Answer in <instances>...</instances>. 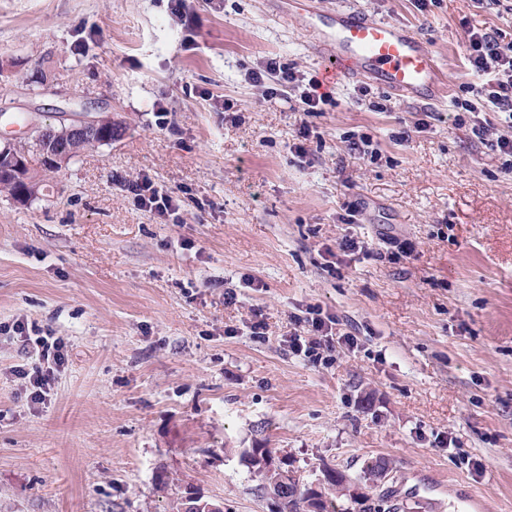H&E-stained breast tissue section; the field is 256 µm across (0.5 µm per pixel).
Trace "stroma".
<instances>
[{
    "label": "stroma",
    "mask_w": 512,
    "mask_h": 512,
    "mask_svg": "<svg viewBox=\"0 0 512 512\" xmlns=\"http://www.w3.org/2000/svg\"><path fill=\"white\" fill-rule=\"evenodd\" d=\"M350 2L429 43L438 101L361 79L319 112L265 96L247 71L326 65L279 0H0V139L64 112L121 130L28 203L0 192V512H182L191 493L278 512L251 448L307 484L344 474L338 512L361 493L380 512H512V172L459 107L482 83L466 31L512 44V0ZM426 110L429 129L397 143ZM361 134L377 159L350 154ZM143 176L176 214L138 206L123 184ZM349 236L362 249L342 250ZM309 306L356 346L327 365L289 353ZM20 322L65 344L35 407L14 373L38 360ZM379 458L383 489L363 479Z\"/></svg>",
    "instance_id": "1"
}]
</instances>
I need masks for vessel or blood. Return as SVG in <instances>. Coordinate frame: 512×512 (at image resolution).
Listing matches in <instances>:
<instances>
[{"instance_id": "vessel-or-blood-1", "label": "vessel or blood", "mask_w": 512, "mask_h": 512, "mask_svg": "<svg viewBox=\"0 0 512 512\" xmlns=\"http://www.w3.org/2000/svg\"><path fill=\"white\" fill-rule=\"evenodd\" d=\"M306 25L317 36V53L329 60L321 73L324 83L363 78L429 101L446 88L435 52L408 27L341 6L307 11Z\"/></svg>"}]
</instances>
